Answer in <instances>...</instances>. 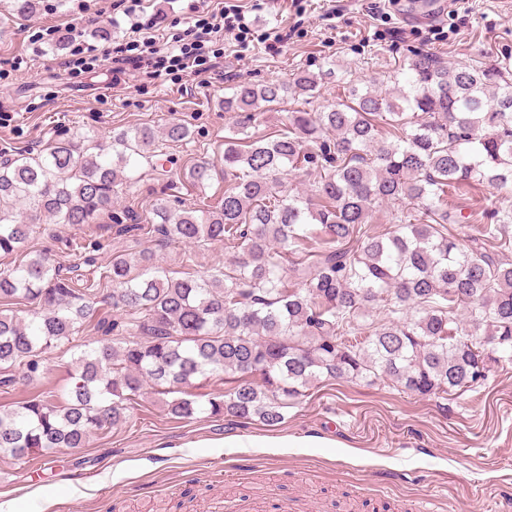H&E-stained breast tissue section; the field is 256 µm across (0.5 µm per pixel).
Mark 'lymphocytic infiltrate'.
<instances>
[{
    "instance_id": "1",
    "label": "lymphocytic infiltrate",
    "mask_w": 512,
    "mask_h": 512,
    "mask_svg": "<svg viewBox=\"0 0 512 512\" xmlns=\"http://www.w3.org/2000/svg\"><path fill=\"white\" fill-rule=\"evenodd\" d=\"M188 26L174 34L155 35L150 24L142 23L143 0H127L124 14L130 21L128 40L121 46L95 51L85 45H76L72 64L87 70L104 62H111L114 74L126 69L139 70L150 82L166 81L177 71L211 74L216 72L221 52L218 48L224 35L230 34L239 42H246L249 23L237 0H224L219 10L209 9L205 0H191Z\"/></svg>"
}]
</instances>
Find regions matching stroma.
Returning a JSON list of instances; mask_svg holds the SVG:
<instances>
[{"mask_svg":"<svg viewBox=\"0 0 512 512\" xmlns=\"http://www.w3.org/2000/svg\"><path fill=\"white\" fill-rule=\"evenodd\" d=\"M31 17L10 16L0 0V152H38L78 134L108 142L113 132L173 120L195 132L189 144L164 148L157 170H143L119 206L141 223L162 191L205 207L224 191V135L230 119L221 102L242 81H286L327 62L347 66L361 84L383 82L412 52L425 50L448 64L512 67V0H466V14L408 15L409 0H381L386 21L372 19L371 0H239L252 40L240 50L233 36L221 46L219 71L176 73L152 85L128 71L113 80L111 63L91 71L66 68L58 35L82 36L97 48L126 37L123 0H38ZM111 17V36L92 38L95 12ZM184 0H146L142 19L159 33L186 27ZM288 31L280 53L266 50L264 33ZM24 68L15 69V60ZM342 83L324 80L318 96L267 107L250 132L274 135L289 112H316L344 98ZM206 161L216 172L204 188L180 184V171ZM464 211L512 208V193L467 186L452 196ZM46 379L0 391V412L37 394H59L69 361L49 358ZM125 421L94 435L87 447L52 457L13 459L0 452V512H58L72 499L85 512H226L245 498L249 512H280L281 503L316 495L329 512H398V504L431 498L438 512H512V363L492 367L484 383L451 396L447 405L401 393L386 379L364 386L326 381L289 409L281 425L165 416L151 391L128 404ZM236 437L235 447L224 445ZM305 437L310 448H272L271 437Z\"/></svg>","mask_w":512,"mask_h":512,"instance_id":"obj_1","label":"stroma"}]
</instances>
